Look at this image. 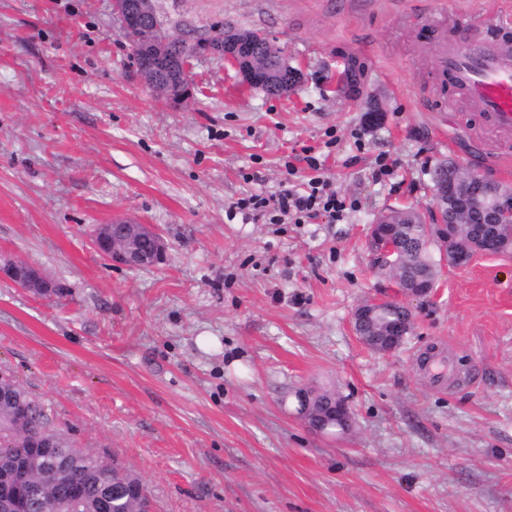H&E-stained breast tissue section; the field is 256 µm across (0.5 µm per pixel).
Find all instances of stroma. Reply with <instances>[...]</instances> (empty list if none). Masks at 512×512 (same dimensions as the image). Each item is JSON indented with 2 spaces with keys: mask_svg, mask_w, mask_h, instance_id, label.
<instances>
[{
  "mask_svg": "<svg viewBox=\"0 0 512 512\" xmlns=\"http://www.w3.org/2000/svg\"><path fill=\"white\" fill-rule=\"evenodd\" d=\"M500 3L157 0L169 28L233 21L302 73L271 97L199 56L176 105L137 75L112 0H0V264L59 287L0 278V373L70 446L139 476L155 512H512V254L440 264L395 352L351 324L395 295L370 224L431 216L437 163L512 186V139L484 138L476 105L433 77L460 10L512 38ZM346 54L358 101L336 91ZM311 155L352 204L340 220L228 218L245 195L300 188ZM116 218L157 231L164 261L103 258L93 241ZM302 388L335 392L351 429H311ZM0 277L9 279L22 288L41 295L51 293L56 288L38 269L25 263L14 262L1 265Z\"/></svg>",
  "mask_w": 512,
  "mask_h": 512,
  "instance_id": "obj_1",
  "label": "stroma"
}]
</instances>
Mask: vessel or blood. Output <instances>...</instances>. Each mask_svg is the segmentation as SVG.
I'll return each mask as SVG.
<instances>
[{"label":"vessel or blood","mask_w":512,"mask_h":512,"mask_svg":"<svg viewBox=\"0 0 512 512\" xmlns=\"http://www.w3.org/2000/svg\"><path fill=\"white\" fill-rule=\"evenodd\" d=\"M435 71L453 93L476 103L482 127L512 133V41L468 36L443 42Z\"/></svg>","instance_id":"obj_1"}]
</instances>
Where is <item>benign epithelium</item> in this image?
<instances>
[{
	"label": "benign epithelium",
	"instance_id": "1",
	"mask_svg": "<svg viewBox=\"0 0 512 512\" xmlns=\"http://www.w3.org/2000/svg\"><path fill=\"white\" fill-rule=\"evenodd\" d=\"M174 37L167 33H157L142 39L131 48V58L137 74L146 86H151L152 76L158 70L166 71L170 78L182 85H189V63L181 62L172 54ZM187 59L198 55H211L224 58L230 63L248 85H253L249 67H241L231 57L224 55V45L208 42L201 48L195 43L185 42ZM436 207L454 209L460 214L448 221L447 231L443 235L441 259L456 267H464L479 254H499L503 247L497 233L493 232L468 245L459 244V225L468 223V215L483 217L486 224H509L512 222V187H504L475 173L451 176L439 182L435 197ZM397 225L391 223L390 214L377 218L369 228V240L378 245L377 265L387 273L395 272L403 263V256L396 247ZM97 251L112 263L131 268L150 267L161 263L166 252V243L162 236L151 227L133 220L116 219L100 226L94 239ZM0 277L11 280L17 285L45 295L55 290V285L42 273L25 263H9L0 266ZM437 279L430 276L412 288L402 292L409 298L425 299L434 294ZM380 302L369 300L361 303L353 313L354 325H359L377 313ZM404 314L387 326L381 352L391 353L404 343L413 331V312L410 307L402 306ZM5 399L13 407L14 427L12 439L23 442L29 448H46L48 441L30 438L29 407L8 394ZM83 489L78 484L69 485L66 497L56 499L54 512H70L82 504ZM41 502L39 490L34 478V470L25 462H9L0 469V512H30Z\"/></svg>",
	"mask_w": 512,
	"mask_h": 512
}]
</instances>
